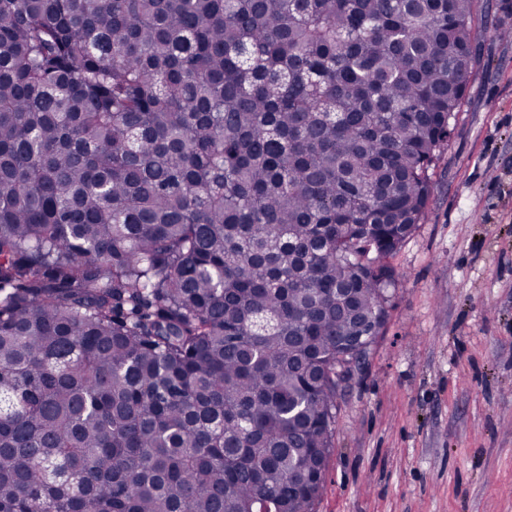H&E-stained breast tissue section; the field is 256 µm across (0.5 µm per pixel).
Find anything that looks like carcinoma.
<instances>
[{"mask_svg": "<svg viewBox=\"0 0 512 512\" xmlns=\"http://www.w3.org/2000/svg\"><path fill=\"white\" fill-rule=\"evenodd\" d=\"M477 2L0 0V512H314Z\"/></svg>", "mask_w": 512, "mask_h": 512, "instance_id": "carcinoma-1", "label": "carcinoma"}]
</instances>
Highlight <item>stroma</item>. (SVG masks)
Returning <instances> with one entry per match:
<instances>
[{"label":"stroma","mask_w":512,"mask_h":512,"mask_svg":"<svg viewBox=\"0 0 512 512\" xmlns=\"http://www.w3.org/2000/svg\"><path fill=\"white\" fill-rule=\"evenodd\" d=\"M476 49L383 333L337 398L315 512H512V0Z\"/></svg>","instance_id":"stroma-1"}]
</instances>
